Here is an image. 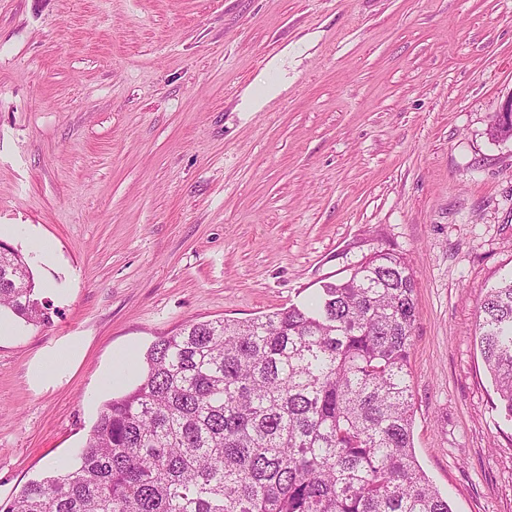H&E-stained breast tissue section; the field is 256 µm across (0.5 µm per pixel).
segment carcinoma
<instances>
[{"instance_id":"cac0c4a2","label":"carcinoma","mask_w":512,"mask_h":512,"mask_svg":"<svg viewBox=\"0 0 512 512\" xmlns=\"http://www.w3.org/2000/svg\"><path fill=\"white\" fill-rule=\"evenodd\" d=\"M415 291L406 258L380 250L311 307L158 337L75 462L0 512H452L413 446ZM2 308L50 323L12 246L0 249ZM478 339L512 422V274L487 290Z\"/></svg>"}]
</instances>
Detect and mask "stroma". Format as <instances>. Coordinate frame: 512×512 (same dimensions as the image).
<instances>
[{
    "label": "stroma",
    "instance_id": "obj_1",
    "mask_svg": "<svg viewBox=\"0 0 512 512\" xmlns=\"http://www.w3.org/2000/svg\"><path fill=\"white\" fill-rule=\"evenodd\" d=\"M279 54L287 91L237 111ZM511 94L512 0H0V228L51 308L0 338V501L71 460L158 336L390 249L417 283V460L453 512H512L476 340L512 272V140L488 134ZM72 350L61 349L52 353L49 357L50 364H38L33 370V377L36 381L40 382L49 378L55 371L65 369L71 362Z\"/></svg>",
    "mask_w": 512,
    "mask_h": 512
}]
</instances>
